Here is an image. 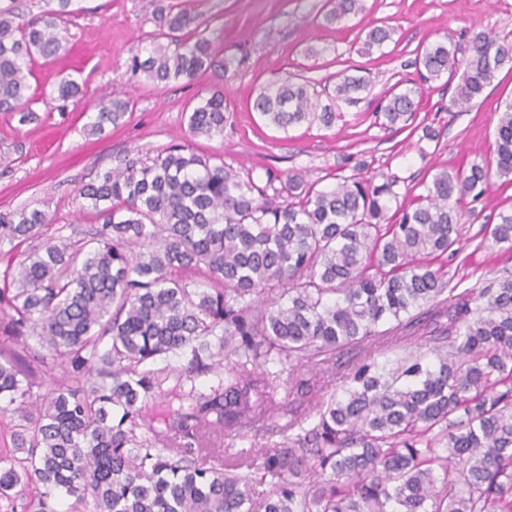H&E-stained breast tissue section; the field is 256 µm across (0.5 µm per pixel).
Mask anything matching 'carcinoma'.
Returning a JSON list of instances; mask_svg holds the SVG:
<instances>
[{
    "label": "carcinoma",
    "mask_w": 512,
    "mask_h": 512,
    "mask_svg": "<svg viewBox=\"0 0 512 512\" xmlns=\"http://www.w3.org/2000/svg\"><path fill=\"white\" fill-rule=\"evenodd\" d=\"M25 20L0 6V112L36 118L27 76L34 56H55L72 0ZM325 19L363 11V0H330ZM155 21L174 49L157 45L134 69L157 82L224 67L185 10ZM396 28L375 26L371 53ZM419 81L377 106L381 125L413 120L422 86L448 76V109L463 111L512 71V33L479 32L461 63L452 44L417 53ZM460 78H455L459 67ZM367 87L341 72L316 106L310 84L286 78L262 88L252 108L288 130L336 120ZM80 86L63 79L56 99ZM130 101L98 107L92 130L117 124ZM224 95L188 115L194 136L224 133ZM494 164L438 170L411 209L392 208L394 174L340 178L321 190L289 175L268 195L185 145L129 158L79 192L102 219L91 239L51 228L39 209L0 213V417L13 448L0 454V499L21 487L27 512H512V276L485 288L449 286L440 260L460 250V224L496 175L512 183V101L495 131ZM512 250V210L492 231ZM197 273L205 287L193 288ZM444 316L447 322L438 318ZM391 326L379 330V324ZM424 328L437 363L409 353L395 367L369 356L340 396L316 403L318 420L288 421L283 446L223 457L210 435L240 431L277 414L288 387L274 365L330 361L373 339L386 344ZM47 353L17 351L29 336ZM169 354L186 367H156ZM58 365L76 386L45 387ZM218 377L205 392L196 379ZM171 398H161L168 381Z\"/></svg>",
    "instance_id": "1"
}]
</instances>
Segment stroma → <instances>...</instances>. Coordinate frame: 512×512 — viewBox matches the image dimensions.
Segmentation results:
<instances>
[{
	"label": "stroma",
	"instance_id": "35a3bbf8",
	"mask_svg": "<svg viewBox=\"0 0 512 512\" xmlns=\"http://www.w3.org/2000/svg\"><path fill=\"white\" fill-rule=\"evenodd\" d=\"M168 6L195 16L226 69L169 84L131 71L134 49L152 47L155 14ZM71 8L63 50L51 60L35 58L27 78L35 120L22 124L16 114L0 112V212L39 209L76 239L100 223L79 195L83 185L124 158L152 156L172 144L223 159L261 185L270 176L300 173L326 189L340 176L393 172L402 179L399 203L406 206L437 170L492 159L500 111L512 99V71L502 70L469 109L451 112L448 85L439 79L426 87L408 127L391 132L375 122L378 99L415 78L418 50L448 40L465 60L473 34L512 31V0H364L361 13L333 24L324 19L328 0H72ZM383 21L396 27L393 41L361 55L360 38ZM348 67L370 82L358 102L341 105L331 127L313 122L283 131L252 109L269 82L307 80L319 90ZM65 77L80 85V95L53 100ZM216 92L223 93L228 115L223 134L190 136L191 108ZM116 96L131 100V112L92 132L98 104ZM427 126L438 140L424 139ZM473 208L462 221L463 249L446 266L464 288H482L512 272V254L491 236L498 213L512 209V183L494 178Z\"/></svg>",
	"mask_w": 512,
	"mask_h": 512
}]
</instances>
